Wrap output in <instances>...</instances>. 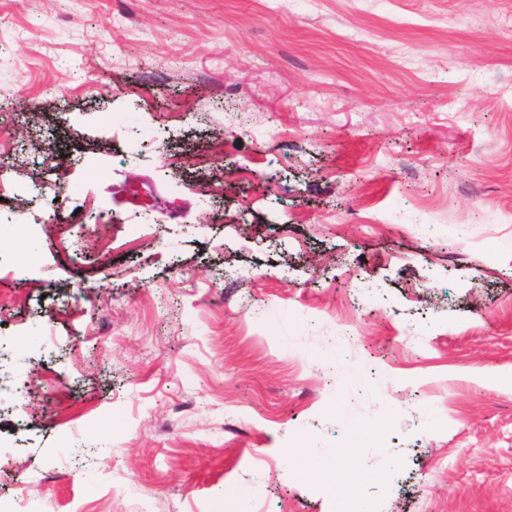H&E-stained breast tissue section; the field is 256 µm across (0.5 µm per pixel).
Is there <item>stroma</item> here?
I'll use <instances>...</instances> for the list:
<instances>
[{
	"label": "stroma",
	"mask_w": 512,
	"mask_h": 512,
	"mask_svg": "<svg viewBox=\"0 0 512 512\" xmlns=\"http://www.w3.org/2000/svg\"><path fill=\"white\" fill-rule=\"evenodd\" d=\"M16 361L0 512H512V0H0Z\"/></svg>",
	"instance_id": "stroma-1"
}]
</instances>
